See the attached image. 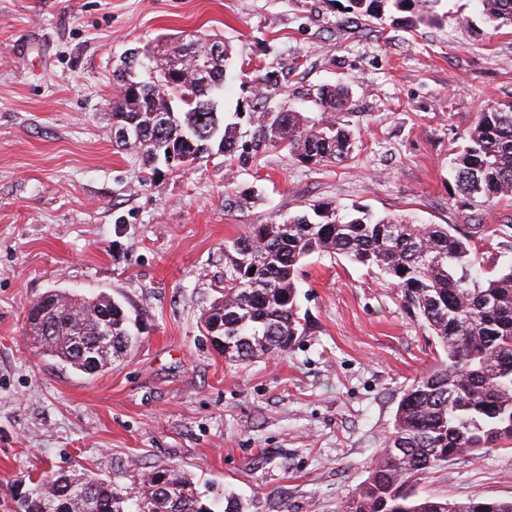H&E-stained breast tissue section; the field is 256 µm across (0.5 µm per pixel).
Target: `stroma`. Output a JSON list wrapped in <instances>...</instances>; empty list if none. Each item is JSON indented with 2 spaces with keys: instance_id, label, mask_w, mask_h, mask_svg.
<instances>
[{
  "instance_id": "obj_1",
  "label": "stroma",
  "mask_w": 512,
  "mask_h": 512,
  "mask_svg": "<svg viewBox=\"0 0 512 512\" xmlns=\"http://www.w3.org/2000/svg\"><path fill=\"white\" fill-rule=\"evenodd\" d=\"M347 0H0V512L47 469L175 466L203 502L340 512L383 448L405 386L440 349L376 271L314 256L298 273L309 326L287 354L235 363L200 318L224 285V244L311 201L414 214L470 232L486 270L512 257V200L463 203L451 158L481 109L512 102V30L443 0L414 31L348 21ZM211 35L235 72L242 162L153 171L112 142L113 72L163 35ZM267 76L268 98L255 96ZM345 84L349 160L306 165L253 115L312 108ZM250 196L225 203V186ZM51 290L120 301L138 341L89 376L40 354L29 304ZM420 492L512 499V449L462 454Z\"/></svg>"
}]
</instances>
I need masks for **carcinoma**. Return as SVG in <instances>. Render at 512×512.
<instances>
[{"label": "carcinoma", "instance_id": "obj_1", "mask_svg": "<svg viewBox=\"0 0 512 512\" xmlns=\"http://www.w3.org/2000/svg\"><path fill=\"white\" fill-rule=\"evenodd\" d=\"M354 17L389 14L409 28L434 25L441 0H348ZM483 21L512 28V0H474ZM216 40L193 35L177 41L154 67L174 78L134 87L125 57L112 100L117 144L141 153L152 165L168 154L194 163L217 150L237 152L238 123L209 112L224 90L228 55H216ZM349 89L324 85L315 119L302 112H261L257 131L272 146L308 165L348 160L352 131L327 117L348 106ZM138 136L125 140L122 132ZM455 190L464 201L493 203L512 198V104L489 105L464 135L452 159ZM312 255H336L374 268L401 293L404 306L429 330L442 351L432 370L404 388L382 452L368 476L344 500L343 512H512V500H466L421 493L423 476L462 453L512 447V259L483 271L471 236L456 225L422 224L402 215L345 210L314 201L275 224H249L224 246L222 297L203 313L217 317L224 359L251 362L282 355L305 332L297 274ZM29 336L57 361L83 371L101 370L136 338L124 306L105 294L60 295L50 291L31 302ZM110 337L109 346L93 343ZM17 512H211L194 482L180 469L156 467L123 487L91 474L46 471Z\"/></svg>", "mask_w": 512, "mask_h": 512}]
</instances>
